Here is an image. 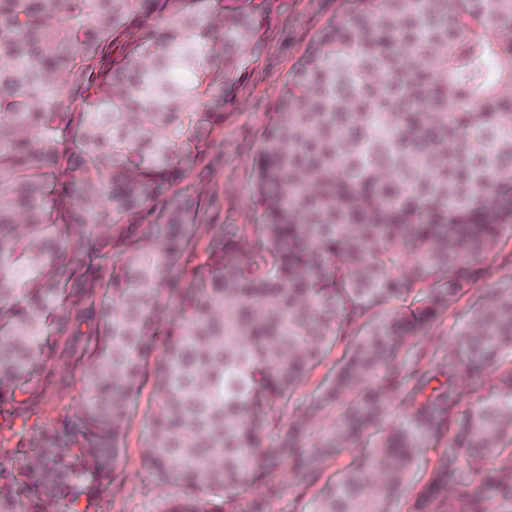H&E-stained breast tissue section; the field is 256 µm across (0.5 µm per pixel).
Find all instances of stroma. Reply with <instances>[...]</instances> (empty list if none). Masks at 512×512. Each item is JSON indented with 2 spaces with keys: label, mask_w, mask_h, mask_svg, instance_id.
I'll use <instances>...</instances> for the list:
<instances>
[{
  "label": "stroma",
  "mask_w": 512,
  "mask_h": 512,
  "mask_svg": "<svg viewBox=\"0 0 512 512\" xmlns=\"http://www.w3.org/2000/svg\"><path fill=\"white\" fill-rule=\"evenodd\" d=\"M283 3L265 49L238 85L233 102L225 108L224 125L216 131L207 152L180 185L135 216V223H155L158 215L173 208L187 191L201 198L189 215L191 223L213 230L222 224H236L246 231L258 223L251 195L252 159L261 147L269 114L320 30L350 7L349 0ZM79 374L77 356L68 351L47 364L42 384L23 406L31 430L58 426L74 414ZM153 404L154 389L148 382L126 428L118 477L98 512H158L167 499L179 494L177 485L157 482L142 457L146 412Z\"/></svg>",
  "instance_id": "35a3bbf8"
}]
</instances>
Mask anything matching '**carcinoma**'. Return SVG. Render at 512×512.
I'll return each instance as SVG.
<instances>
[{
	"mask_svg": "<svg viewBox=\"0 0 512 512\" xmlns=\"http://www.w3.org/2000/svg\"><path fill=\"white\" fill-rule=\"evenodd\" d=\"M353 2L271 113L259 223L200 250L190 196L130 219L208 150L280 0H0V415L60 345L83 352L73 417L0 439V512H90L148 379L143 458L184 487L161 512H228L252 487L245 512H268L275 474L313 486L355 450L308 512H397L443 440L413 512H512V274L441 339L445 381L423 367L512 239V0ZM485 281H480L470 287L465 288V293L458 300V302L450 307L447 312L444 313L442 317V327L438 329L440 332L442 329L448 330V326L453 324L457 319L459 313L468 307L472 299L478 294L480 288H484ZM345 347V341L340 340L328 349L323 361L309 372L304 383L299 387L296 398L311 393L322 383L344 354Z\"/></svg>",
	"mask_w": 512,
	"mask_h": 512,
	"instance_id": "carcinoma-1",
	"label": "carcinoma"
}]
</instances>
